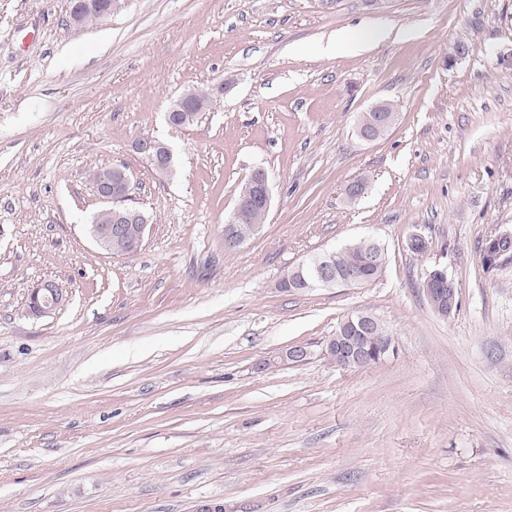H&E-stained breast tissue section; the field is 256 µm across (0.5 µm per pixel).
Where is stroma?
<instances>
[{"mask_svg": "<svg viewBox=\"0 0 512 512\" xmlns=\"http://www.w3.org/2000/svg\"><path fill=\"white\" fill-rule=\"evenodd\" d=\"M68 8L0 0V512H512V258L480 256L512 233V0H121L82 30ZM354 27L389 37L325 53ZM383 101L397 122L360 140ZM115 163L150 219L132 256L88 233L90 172ZM258 167L267 220L226 249ZM368 237L376 281L278 289ZM435 266L447 317L421 288ZM48 281L65 304L27 315ZM359 311L397 351L337 366L323 350ZM296 344L311 357L281 361ZM209 91L210 88H193L185 91L182 95L188 97L190 101H193L195 107L191 110V112H184V105L182 102L172 103L166 112V120L168 124L174 127H189L193 125L198 120L199 114L207 109H201V104L206 101ZM180 113L182 114L181 123L184 125L180 123ZM132 148L157 173L168 172L172 152L165 144L153 137H140L133 142ZM448 287V288H446ZM429 303L442 305V313L449 316L458 307L459 289L456 282L450 278L447 272L441 268H434L426 280V288H422ZM432 310L441 315V312L431 307Z\"/></svg>", "mask_w": 512, "mask_h": 512, "instance_id": "obj_1", "label": "stroma"}]
</instances>
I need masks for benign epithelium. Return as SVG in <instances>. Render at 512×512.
<instances>
[{
  "instance_id": "benign-epithelium-1",
  "label": "benign epithelium",
  "mask_w": 512,
  "mask_h": 512,
  "mask_svg": "<svg viewBox=\"0 0 512 512\" xmlns=\"http://www.w3.org/2000/svg\"><path fill=\"white\" fill-rule=\"evenodd\" d=\"M118 0H104L96 5L92 0H70L68 25L79 29L85 25V16L93 9H98L100 18L105 20L116 9ZM396 114L387 113V103L383 102L373 106L363 113L357 126V135L366 142L379 139L394 124ZM133 150L139 154L153 170L159 174L168 172L171 160V150L153 137H140L132 144ZM98 196L110 207L106 211L112 213L111 222L106 226H97L92 235L103 248L108 247L112 241L128 239L136 243L144 241L148 221L144 213L132 209L122 200L130 195L131 180L124 165L115 163L109 168L106 178L96 185ZM246 197L243 201L253 199L261 203L264 208H270L271 198L266 173L257 169L253 171L244 186ZM241 201V202H243ZM236 202V206H241ZM484 255L492 262L504 257L512 256V234L502 233L489 238L484 243ZM423 293L428 302L442 305V313L449 316L458 307L459 289L456 282L441 268H434L426 280ZM64 301L62 290L51 283H43L30 293L27 309L30 315L44 316L59 307ZM374 318L364 312H355L348 315L342 326L346 327V335L340 336L336 342L334 361L343 367L361 366L368 362H380L397 351L395 339L392 336L385 338L368 349L363 344V335L374 331ZM311 355L308 347L294 345L283 351L280 359L286 362L299 363Z\"/></svg>"
}]
</instances>
